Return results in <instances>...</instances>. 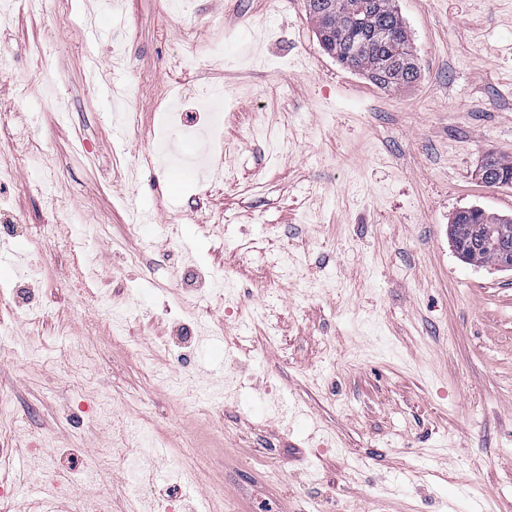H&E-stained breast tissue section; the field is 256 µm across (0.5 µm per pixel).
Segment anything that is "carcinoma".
<instances>
[{"instance_id": "carcinoma-1", "label": "carcinoma", "mask_w": 512, "mask_h": 512, "mask_svg": "<svg viewBox=\"0 0 512 512\" xmlns=\"http://www.w3.org/2000/svg\"><path fill=\"white\" fill-rule=\"evenodd\" d=\"M350 0H307L308 12L316 29L322 48L347 67L361 72L377 87L393 89L409 85L418 79L416 65L400 60L388 43L372 40V27L376 26L407 42L409 32L395 0H372L374 12L372 22H354L347 15ZM327 3L338 5L336 29L332 37L324 35L325 22L321 6ZM489 177L494 182L512 185V160L496 155ZM512 219L488 212L481 208H465L459 211L451 224V237L459 257L470 264L494 262L497 251L492 244L496 238L495 226L509 224Z\"/></svg>"}]
</instances>
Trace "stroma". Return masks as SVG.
Listing matches in <instances>:
<instances>
[{"label": "stroma", "instance_id": "obj_1", "mask_svg": "<svg viewBox=\"0 0 512 512\" xmlns=\"http://www.w3.org/2000/svg\"><path fill=\"white\" fill-rule=\"evenodd\" d=\"M91 2L19 0L0 27V259L45 266L0 274L33 299L0 303L7 512H206L218 488L224 512H512V271L449 238L460 209L512 216V186L477 176L512 158V0H396L420 75L390 90L322 49L306 0H123L115 39L89 35ZM117 39L137 115L119 130L85 83ZM191 85L224 113L205 189L152 161ZM138 427L155 476L136 482Z\"/></svg>", "mask_w": 512, "mask_h": 512}]
</instances>
